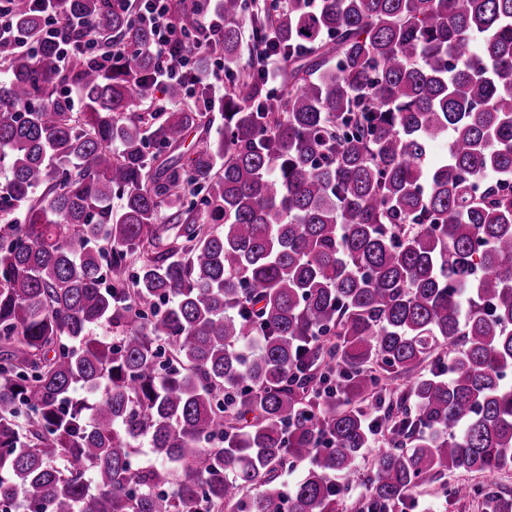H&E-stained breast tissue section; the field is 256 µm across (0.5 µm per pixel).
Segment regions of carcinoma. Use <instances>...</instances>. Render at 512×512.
I'll list each match as a JSON object with an SVG mask.
<instances>
[{
    "instance_id": "1",
    "label": "carcinoma",
    "mask_w": 512,
    "mask_h": 512,
    "mask_svg": "<svg viewBox=\"0 0 512 512\" xmlns=\"http://www.w3.org/2000/svg\"><path fill=\"white\" fill-rule=\"evenodd\" d=\"M53 5L107 60L4 58L0 512H336L374 425L355 512L426 487L512 512L448 482L512 468V189L489 178L512 174V0H223L224 132L187 154L202 90L127 116L151 28ZM207 7L171 11L193 33Z\"/></svg>"
}]
</instances>
